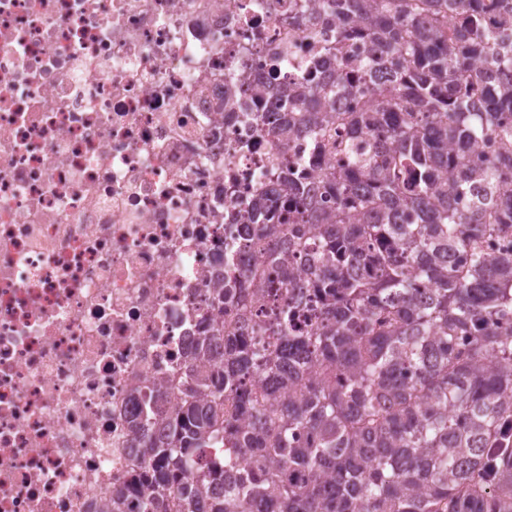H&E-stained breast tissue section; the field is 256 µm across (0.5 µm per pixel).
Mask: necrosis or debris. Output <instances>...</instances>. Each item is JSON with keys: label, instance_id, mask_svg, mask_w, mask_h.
<instances>
[{"label": "necrosis or debris", "instance_id": "4bbe7bcc", "mask_svg": "<svg viewBox=\"0 0 512 512\" xmlns=\"http://www.w3.org/2000/svg\"><path fill=\"white\" fill-rule=\"evenodd\" d=\"M294 0H0V512H106L149 464L136 383H162L214 289L252 263L245 210L304 165L258 96L336 36Z\"/></svg>", "mask_w": 512, "mask_h": 512}]
</instances>
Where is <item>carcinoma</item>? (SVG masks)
<instances>
[{
	"instance_id": "cac0c4a2",
	"label": "carcinoma",
	"mask_w": 512,
	"mask_h": 512,
	"mask_svg": "<svg viewBox=\"0 0 512 512\" xmlns=\"http://www.w3.org/2000/svg\"><path fill=\"white\" fill-rule=\"evenodd\" d=\"M331 5L359 52L334 84L314 63L270 132L346 163L317 200L292 164L252 203L257 258L212 302L256 336L197 338L107 512H512V248L484 250L512 238V0ZM369 67L393 80L325 111ZM135 394L145 432L167 385Z\"/></svg>"
}]
</instances>
